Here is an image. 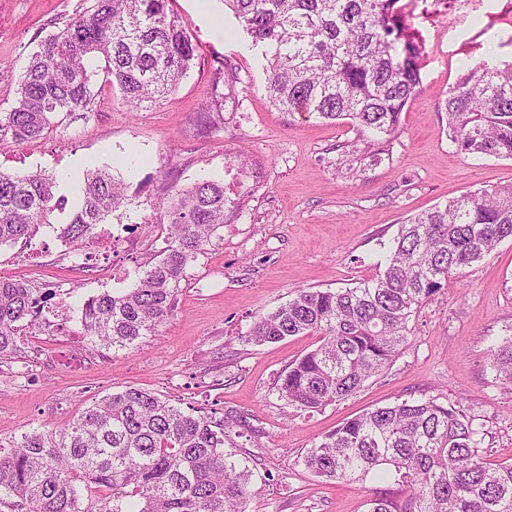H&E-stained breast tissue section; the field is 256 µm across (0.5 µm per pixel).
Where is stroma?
I'll use <instances>...</instances> for the list:
<instances>
[{
    "mask_svg": "<svg viewBox=\"0 0 512 512\" xmlns=\"http://www.w3.org/2000/svg\"><path fill=\"white\" fill-rule=\"evenodd\" d=\"M408 33L422 48L421 83L401 114L390 155L348 173L339 145L357 132L346 121L279 111L266 91L261 47L223 0H169L197 59L178 90L157 105L127 111L104 88L87 111L58 117L40 139L0 142V170L45 171L65 201L53 226L31 243L0 247V276L43 292L58 287L77 311L84 300L128 288L156 252L115 259L114 276L90 279L71 265L54 227L71 217L85 170L110 167L135 202L112 230L136 239L154 233L142 202L161 207L172 184L223 181L235 207L204 252L186 268L175 311L140 348H104L79 320L37 341L18 337L0 358V443L52 432L102 397L136 386L184 411L244 413L256 426L236 440L252 471L248 512H368L372 480L328 482L302 458L314 439L344 418L421 394L459 404L484 425L481 451L512 461V387L500 384L490 354L512 334V241L460 269L412 323L409 345L354 395L314 412L280 400L275 384L288 363L317 345L293 336L244 344L254 320L304 288H346L376 278L378 261L402 219L484 185L512 183V159L452 154L438 101L465 64L512 60V0H400ZM84 0H0V111L39 42L82 10ZM238 83L213 127L200 115L220 60Z\"/></svg>",
    "mask_w": 512,
    "mask_h": 512,
    "instance_id": "obj_1",
    "label": "stroma"
}]
</instances>
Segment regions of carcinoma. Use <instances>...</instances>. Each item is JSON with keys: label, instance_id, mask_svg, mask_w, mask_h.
I'll return each instance as SVG.
<instances>
[{"label": "carcinoma", "instance_id": "1", "mask_svg": "<svg viewBox=\"0 0 512 512\" xmlns=\"http://www.w3.org/2000/svg\"><path fill=\"white\" fill-rule=\"evenodd\" d=\"M168 0H91L29 57L12 106L0 112V140L42 137L55 116L88 109L95 77L131 109L158 103L187 77L197 47ZM400 0H224L252 42L264 48L266 92L284 112L351 120L352 161L390 155L400 116L420 86L419 44ZM94 61L100 70L90 68ZM453 153L512 159V62L482 60L438 102ZM58 182L42 172L0 170V246L31 241L58 207ZM224 182L175 187L164 205L167 237L159 259L118 295L80 308L84 334L123 349L152 335L173 313L187 265L224 223ZM124 181L105 168L83 177L78 205L59 233L80 251L113 212L131 208ZM512 240V184L487 185L406 217L377 278L348 288L301 290L257 318L242 342L318 336L276 384L296 410L317 411L359 391L408 345L410 323L458 270ZM39 299L0 277V356L16 351L19 323ZM512 385V336L492 353ZM253 428L226 409L189 413L128 386L87 407L56 432H30L0 447V499L21 512H247L251 471L235 459L233 436ZM481 425L435 397L403 400L343 420L302 458L328 481L389 478L408 493L376 492L369 512H512V462L481 454ZM105 489L84 498L79 483Z\"/></svg>", "mask_w": 512, "mask_h": 512}]
</instances>
